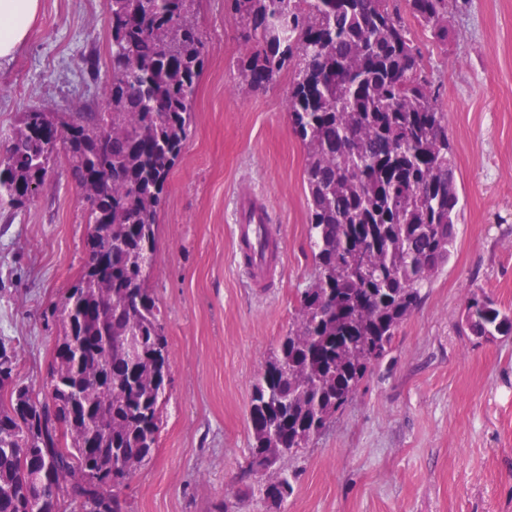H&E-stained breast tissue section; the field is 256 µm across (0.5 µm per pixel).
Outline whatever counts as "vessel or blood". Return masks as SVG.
<instances>
[{"label": "vessel or blood", "mask_w": 512, "mask_h": 512, "mask_svg": "<svg viewBox=\"0 0 512 512\" xmlns=\"http://www.w3.org/2000/svg\"><path fill=\"white\" fill-rule=\"evenodd\" d=\"M232 234L235 257L244 266L250 286L259 291L270 288L282 270V237L262 196L254 192L237 195Z\"/></svg>", "instance_id": "b4317fda"}]
</instances>
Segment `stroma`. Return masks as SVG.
I'll use <instances>...</instances> for the list:
<instances>
[{"label":"stroma","mask_w":512,"mask_h":512,"mask_svg":"<svg viewBox=\"0 0 512 512\" xmlns=\"http://www.w3.org/2000/svg\"><path fill=\"white\" fill-rule=\"evenodd\" d=\"M206 63L194 118L158 215L149 288L172 383L158 446L125 491L128 512H272L245 478L251 381L313 272L305 152L286 102L290 72L246 87L242 29L200 0ZM448 121L461 220L448 264L425 286L394 349L299 461L285 512H512V335L461 328L478 289L512 312V0H455L448 42L416 33ZM112 30L104 0H41L24 48L0 66V143L23 112L106 111ZM100 70L84 81L83 57ZM262 192L281 229L275 288H249L234 257L237 192ZM86 206L66 153L25 204H0V338L18 377L45 393L59 327L46 319L83 272Z\"/></svg>","instance_id":"stroma-1"}]
</instances>
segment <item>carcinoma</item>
<instances>
[{"mask_svg":"<svg viewBox=\"0 0 512 512\" xmlns=\"http://www.w3.org/2000/svg\"><path fill=\"white\" fill-rule=\"evenodd\" d=\"M391 0H231L238 60L261 88L293 69L287 111L305 150L315 275L252 383L249 473L264 500L295 491L296 463L390 354L422 289L448 264L461 211L445 113L420 73L422 52ZM199 0H105L112 28L107 112L23 113L0 151V198L24 204L58 150L85 202L81 279L52 310L56 346L105 343L77 362L54 356L47 394L0 370V512H127L124 490L158 448L171 380L151 296L158 212L193 121L206 41ZM450 0H406L418 26L448 38ZM60 127L45 141L43 125ZM475 336L512 335V313L472 292ZM100 435L87 453L84 441Z\"/></svg>","mask_w":512,"mask_h":512,"instance_id":"carcinoma-1","label":"carcinoma"}]
</instances>
